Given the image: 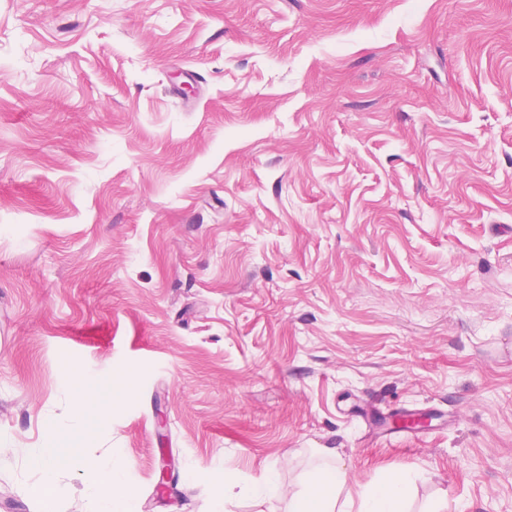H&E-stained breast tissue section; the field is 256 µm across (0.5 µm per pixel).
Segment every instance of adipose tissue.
Segmentation results:
<instances>
[{"mask_svg": "<svg viewBox=\"0 0 512 512\" xmlns=\"http://www.w3.org/2000/svg\"><path fill=\"white\" fill-rule=\"evenodd\" d=\"M66 421L49 423L40 454L33 464L46 478H54L74 452L78 440L94 439L107 422L114 397L111 386L80 376L66 389ZM128 460L108 458L90 462L88 472L96 495L95 512H139L138 496L127 482ZM410 468L400 467L367 485L350 487L344 462L308 472L298 485L284 487L273 472L251 484L255 500L287 498L289 512H411Z\"/></svg>", "mask_w": 512, "mask_h": 512, "instance_id": "1", "label": "adipose tissue"}]
</instances>
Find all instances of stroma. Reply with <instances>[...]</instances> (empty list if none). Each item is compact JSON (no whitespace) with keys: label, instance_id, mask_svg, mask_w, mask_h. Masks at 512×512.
Listing matches in <instances>:
<instances>
[{"label":"stroma","instance_id":"obj_1","mask_svg":"<svg viewBox=\"0 0 512 512\" xmlns=\"http://www.w3.org/2000/svg\"><path fill=\"white\" fill-rule=\"evenodd\" d=\"M85 373L124 387L46 483ZM315 448L512 512V0H0V512H91L104 454L208 512ZM238 486L236 476L229 470L224 471L223 485L215 492L209 512H229L227 504L231 501L234 489Z\"/></svg>","mask_w":512,"mask_h":512}]
</instances>
